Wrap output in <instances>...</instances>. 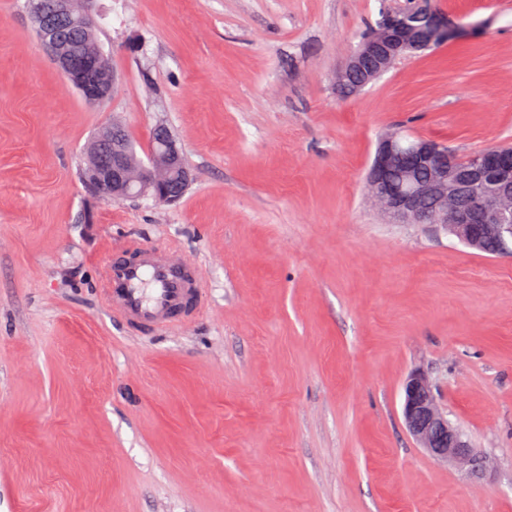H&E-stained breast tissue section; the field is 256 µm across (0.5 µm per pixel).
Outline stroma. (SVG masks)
Instances as JSON below:
<instances>
[{
  "label": "stroma",
  "mask_w": 512,
  "mask_h": 512,
  "mask_svg": "<svg viewBox=\"0 0 512 512\" xmlns=\"http://www.w3.org/2000/svg\"><path fill=\"white\" fill-rule=\"evenodd\" d=\"M429 2L461 38L345 97L378 0H83L116 77L92 104L0 0V512H512V256L365 194L388 131L512 143V0ZM115 122L144 160L169 128L179 201L84 187ZM131 239L175 248L207 306L114 320L99 271ZM416 368L485 475L409 434Z\"/></svg>",
  "instance_id": "1"
}]
</instances>
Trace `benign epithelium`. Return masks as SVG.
Here are the masks:
<instances>
[{
    "label": "benign epithelium",
    "mask_w": 512,
    "mask_h": 512,
    "mask_svg": "<svg viewBox=\"0 0 512 512\" xmlns=\"http://www.w3.org/2000/svg\"><path fill=\"white\" fill-rule=\"evenodd\" d=\"M416 0H396V7L386 11L380 30L362 42L344 67L337 72L336 82L374 57L373 74L387 71L394 61L405 56V50L420 45L408 15ZM56 13L68 20L76 19L85 27L94 26L91 15L74 14L72 0H56ZM39 36L66 81L90 103L105 100L113 91L115 74L106 72V57L101 52L87 53L84 65H75L71 54L49 36L41 5L32 3ZM460 29L436 14L432 18L429 42H447L458 38ZM115 145L100 154L85 176L90 192L103 199H125L149 195L159 202H173L182 194L179 185L188 183L189 173L181 167V151L169 130L159 125L151 138L158 148L144 164L124 146L122 131H113ZM408 147L409 165L405 185L393 187L389 182L403 147ZM471 186L470 209L457 206L459 189L454 182L457 156L444 144L431 139L407 141L395 131L382 137L368 178L369 195L382 214L398 224H437L460 242L477 250L491 239L504 245L500 254L512 251V145L495 146L468 156ZM424 167L430 172L426 182L414 178L413 170ZM434 194L440 208L426 216L418 208L419 199ZM479 218H474V215ZM403 416L409 433L432 458L459 465L466 473L476 475L485 468V460L473 448L465 433L448 419L439 405L434 382L423 371L412 372L404 382Z\"/></svg>",
    "instance_id": "obj_1"
}]
</instances>
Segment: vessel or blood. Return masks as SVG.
<instances>
[{
  "mask_svg": "<svg viewBox=\"0 0 512 512\" xmlns=\"http://www.w3.org/2000/svg\"><path fill=\"white\" fill-rule=\"evenodd\" d=\"M127 251L102 272L101 292L115 320L129 327L160 328L191 317L203 306L200 281L177 250L162 261L136 242Z\"/></svg>",
  "mask_w": 512,
  "mask_h": 512,
  "instance_id": "1",
  "label": "vessel or blood"
}]
</instances>
